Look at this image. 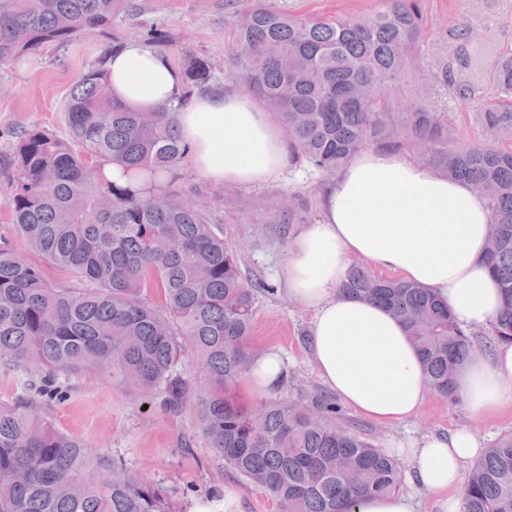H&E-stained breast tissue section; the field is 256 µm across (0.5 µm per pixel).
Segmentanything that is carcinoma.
<instances>
[{"label": "carcinoma", "instance_id": "1", "mask_svg": "<svg viewBox=\"0 0 512 512\" xmlns=\"http://www.w3.org/2000/svg\"><path fill=\"white\" fill-rule=\"evenodd\" d=\"M242 2L227 31L232 63L310 168L335 173L364 148L405 149L485 197L487 262L503 297L492 336L512 343V46L490 65L485 100L479 85L456 77L448 55H432L430 78L475 106L489 136L460 144L448 113L401 99L423 71L422 0H388L386 10L358 19L292 17L265 0ZM134 10L135 0H0V66L47 44L66 46ZM142 43L162 54L168 39L150 28ZM106 61L71 88L68 138L29 129L0 169L16 236L82 283H53L0 238V367L40 379L37 395L0 405V512H173L165 490L44 419L61 372H99L142 397L158 394L172 415L193 404L216 458L281 512H353L361 497L395 491L399 463L340 422L330 399L245 405L229 391L254 358L256 298L269 285L243 279L211 208L178 187L192 152L178 133V108L142 112L114 102ZM185 76L192 89L184 104L215 89L207 60L192 62ZM106 163L163 184L141 193L117 187L102 173ZM302 211L288 203L281 223H300ZM154 287L163 290L161 308L147 297ZM341 291L388 308L407 329L433 393L461 398L459 375L480 331L459 325L428 289L358 263ZM186 355L203 384L178 371ZM463 498L465 512H512V434L474 465Z\"/></svg>", "mask_w": 512, "mask_h": 512}]
</instances>
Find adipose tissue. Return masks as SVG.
<instances>
[{
	"instance_id": "obj_1",
	"label": "adipose tissue",
	"mask_w": 512,
	"mask_h": 512,
	"mask_svg": "<svg viewBox=\"0 0 512 512\" xmlns=\"http://www.w3.org/2000/svg\"><path fill=\"white\" fill-rule=\"evenodd\" d=\"M105 79L113 98L129 107L177 106L191 166L212 183L260 184L286 162L278 129L247 92L215 90L185 99L172 62L136 42L109 58ZM320 208L319 220L293 236L282 272L289 294L313 313L310 361L348 408L379 425L404 423L420 413L430 393L418 352L390 312L339 287L352 261L367 259L428 288L460 325L491 328L502 297L486 263L490 210L467 182L376 148L357 153L325 185ZM287 376L282 355L263 351L242 376L239 393L258 398ZM460 387L474 418L512 408V345L472 351ZM485 451L484 437L469 428L408 440L395 454L407 466L414 493L366 496L353 512H419L422 495L431 512H463L459 490Z\"/></svg>"
}]
</instances>
